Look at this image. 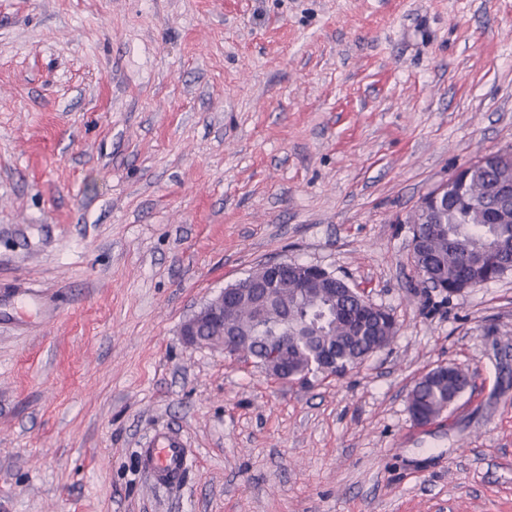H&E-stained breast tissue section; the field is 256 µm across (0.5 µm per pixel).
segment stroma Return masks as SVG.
I'll return each mask as SVG.
<instances>
[{
  "label": "stroma",
  "mask_w": 512,
  "mask_h": 512,
  "mask_svg": "<svg viewBox=\"0 0 512 512\" xmlns=\"http://www.w3.org/2000/svg\"><path fill=\"white\" fill-rule=\"evenodd\" d=\"M510 147L512 0H0V512H512V272L427 287L408 222ZM285 258L390 346L289 385L184 343ZM26 287L56 318L8 319ZM448 365L472 388L416 424ZM469 387V376L455 366H440L422 376L411 389L408 402L413 417L439 418ZM138 455L156 485L174 487L189 469L191 450L176 432L165 429L156 432L146 448H139Z\"/></svg>",
  "instance_id": "1"
}]
</instances>
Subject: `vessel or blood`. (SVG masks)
Here are the masks:
<instances>
[{
    "instance_id": "1",
    "label": "vessel or blood",
    "mask_w": 512,
    "mask_h": 512,
    "mask_svg": "<svg viewBox=\"0 0 512 512\" xmlns=\"http://www.w3.org/2000/svg\"><path fill=\"white\" fill-rule=\"evenodd\" d=\"M138 455L154 483L161 487L180 485L189 469L191 451L174 431L156 432Z\"/></svg>"
}]
</instances>
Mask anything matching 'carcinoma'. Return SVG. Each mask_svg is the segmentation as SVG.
<instances>
[{
	"label": "carcinoma",
	"instance_id": "cac0c4a2",
	"mask_svg": "<svg viewBox=\"0 0 512 512\" xmlns=\"http://www.w3.org/2000/svg\"><path fill=\"white\" fill-rule=\"evenodd\" d=\"M486 173L473 170L468 195L443 207L415 210L410 223L420 225L413 261L419 276L453 294L495 281L512 271V222L492 224L487 210L473 202L484 195ZM276 319L267 324L245 308L239 321L244 346L264 369L277 361L281 337L287 336L288 361L299 379L319 374L314 355L320 349L336 354L332 374L341 377L377 351L387 348L398 328L386 309H373L344 280L320 279L304 292L281 289ZM469 387V376L455 366H440L422 376L411 389L412 417H440Z\"/></svg>",
	"mask_w": 512,
	"mask_h": 512
}]
</instances>
